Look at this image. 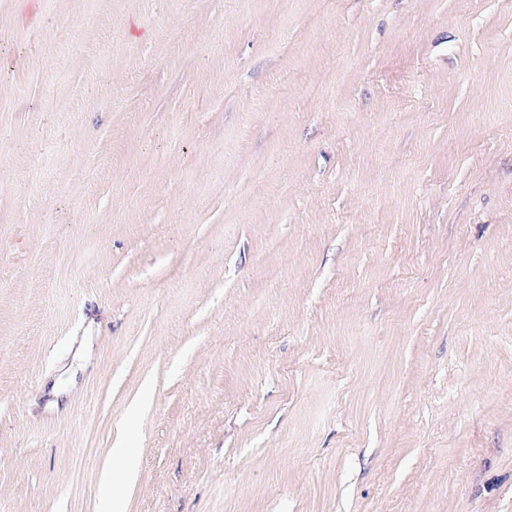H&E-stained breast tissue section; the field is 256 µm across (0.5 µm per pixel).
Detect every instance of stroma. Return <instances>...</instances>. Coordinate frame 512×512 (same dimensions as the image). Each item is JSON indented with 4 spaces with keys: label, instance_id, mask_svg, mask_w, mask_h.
Listing matches in <instances>:
<instances>
[{
    "label": "stroma",
    "instance_id": "35a3bbf8",
    "mask_svg": "<svg viewBox=\"0 0 512 512\" xmlns=\"http://www.w3.org/2000/svg\"><path fill=\"white\" fill-rule=\"evenodd\" d=\"M121 429L126 512H512V0H0V512Z\"/></svg>",
    "mask_w": 512,
    "mask_h": 512
}]
</instances>
